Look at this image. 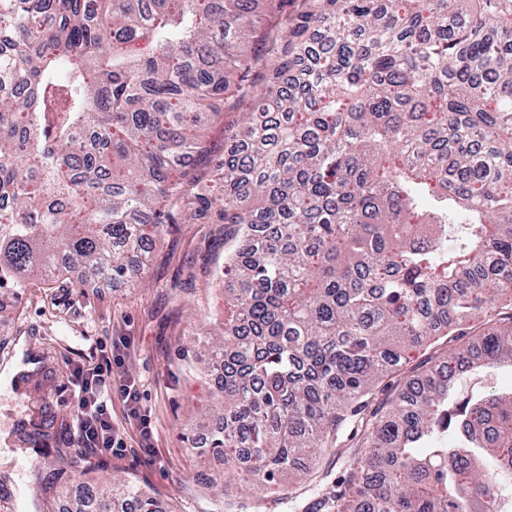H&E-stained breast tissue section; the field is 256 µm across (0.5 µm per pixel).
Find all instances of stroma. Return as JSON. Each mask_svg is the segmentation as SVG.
<instances>
[{"mask_svg":"<svg viewBox=\"0 0 512 512\" xmlns=\"http://www.w3.org/2000/svg\"><path fill=\"white\" fill-rule=\"evenodd\" d=\"M230 227L215 216L169 225L157 242L143 285L101 284L73 272L47 288L26 289L0 322V512H41L39 470L49 461L24 453L21 423L40 417L49 404L54 430L73 443L75 365L92 366L112 343L128 349L119 379L140 386V406L154 434L143 443L127 424L120 399L112 401L115 422L125 427L127 448L117 455L85 451V481L116 477L148 490L163 512H225L222 464L199 448L202 411L213 382L201 376L204 338L224 321V235ZM37 371L29 382L22 371ZM151 446L144 454L143 446ZM351 448L324 453L314 466L322 485L309 487L302 468L281 474L269 504L244 512H319L321 488L342 489Z\"/></svg>","mask_w":512,"mask_h":512,"instance_id":"obj_1","label":"stroma"}]
</instances>
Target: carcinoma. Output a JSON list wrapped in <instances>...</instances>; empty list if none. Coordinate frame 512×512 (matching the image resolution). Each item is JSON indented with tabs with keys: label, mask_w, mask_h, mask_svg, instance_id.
I'll list each match as a JSON object with an SVG mask.
<instances>
[{
	"label": "carcinoma",
	"mask_w": 512,
	"mask_h": 512,
	"mask_svg": "<svg viewBox=\"0 0 512 512\" xmlns=\"http://www.w3.org/2000/svg\"><path fill=\"white\" fill-rule=\"evenodd\" d=\"M0 0L3 299L70 268L139 282L168 224L236 225L224 372L203 447L269 498L339 447L328 512H503L512 390L454 399L460 374L512 369V7L491 0ZM280 17L262 26L259 7ZM222 100L219 181L200 113ZM383 399L408 354L448 337ZM25 444L75 488L73 512H156L91 485L73 449Z\"/></svg>",
	"instance_id": "obj_1"
}]
</instances>
